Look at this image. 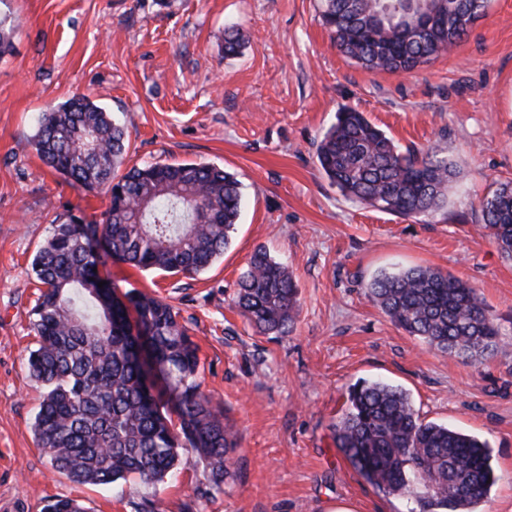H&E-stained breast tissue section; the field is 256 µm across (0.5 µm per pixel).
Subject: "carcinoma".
<instances>
[{"label": "carcinoma", "instance_id": "carcinoma-1", "mask_svg": "<svg viewBox=\"0 0 512 512\" xmlns=\"http://www.w3.org/2000/svg\"><path fill=\"white\" fill-rule=\"evenodd\" d=\"M489 0H320V17L339 50L369 70L411 71L447 54L482 17ZM424 9L440 23L413 26ZM15 20L0 15V55L11 50ZM237 29L224 30V56L241 54ZM39 158L65 181L102 191L110 206L101 224L70 214L37 250L31 269L42 290L31 310L37 347L29 376L43 388L33 433L53 470L78 484L124 480L156 485L191 452L219 488L233 477L237 433L200 390L198 348L169 304L128 292V304L96 269L103 257L146 271L199 274L224 255L235 230L241 189L215 165L185 162L120 172L126 132L86 96L38 119ZM317 162L347 198L405 217L445 206L459 176L438 149L402 148L350 107L336 113ZM480 229L512 259V184L481 203ZM367 295L408 335L430 349L481 361L503 349L495 318L468 283L427 267L380 271ZM233 304L260 333L284 336L299 310L288 265L264 249L251 255ZM137 314V334L128 307ZM336 447L375 488L412 504L409 512H476L498 480L486 443L421 418L409 394L385 381L348 389L332 425ZM43 512H88L73 498Z\"/></svg>", "mask_w": 512, "mask_h": 512}]
</instances>
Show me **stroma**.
<instances>
[{
  "mask_svg": "<svg viewBox=\"0 0 512 512\" xmlns=\"http://www.w3.org/2000/svg\"><path fill=\"white\" fill-rule=\"evenodd\" d=\"M0 12L16 19L0 57V512H43L54 497L90 512H140L151 497L159 512H407L334 443L361 379L401 386L423 419L486 441L499 479L479 512H512V260L479 229L481 200L512 182V0H492L448 55L394 73L345 57L318 0H0ZM230 26L247 39L234 58L224 55ZM82 94L124 126L126 166L213 163L242 184L231 243L206 272L105 267L118 294L171 304L198 345L201 390L239 432L221 488L192 462L136 491L121 480L80 485L54 473L35 442L31 261L55 218L102 221L109 198L66 183L32 138L41 112ZM344 106L402 147L454 160L447 205L402 217L343 196L316 148ZM261 247L288 263L299 291L294 328L277 338L232 307ZM414 266L476 288L503 350L477 363L441 355L371 303L376 273Z\"/></svg>",
  "mask_w": 512,
  "mask_h": 512,
  "instance_id": "obj_1",
  "label": "stroma"
}]
</instances>
